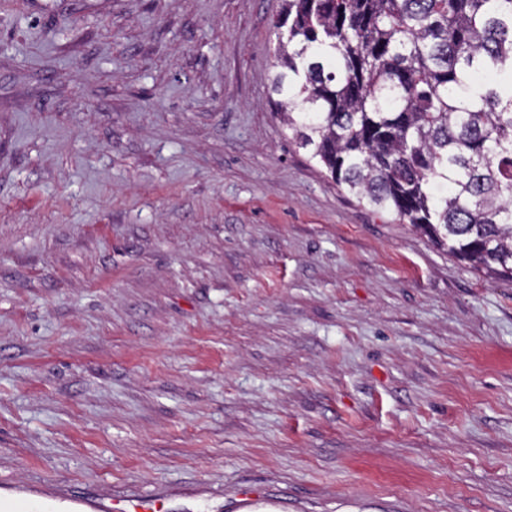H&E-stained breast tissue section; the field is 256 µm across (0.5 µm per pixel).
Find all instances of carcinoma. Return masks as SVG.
Instances as JSON below:
<instances>
[{
  "label": "carcinoma",
  "mask_w": 512,
  "mask_h": 512,
  "mask_svg": "<svg viewBox=\"0 0 512 512\" xmlns=\"http://www.w3.org/2000/svg\"><path fill=\"white\" fill-rule=\"evenodd\" d=\"M271 90L358 201L512 279V0H282Z\"/></svg>",
  "instance_id": "obj_1"
}]
</instances>
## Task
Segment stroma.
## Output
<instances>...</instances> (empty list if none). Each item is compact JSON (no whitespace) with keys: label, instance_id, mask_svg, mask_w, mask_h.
Masks as SVG:
<instances>
[{"label":"stroma","instance_id":"1","mask_svg":"<svg viewBox=\"0 0 512 512\" xmlns=\"http://www.w3.org/2000/svg\"><path fill=\"white\" fill-rule=\"evenodd\" d=\"M282 0H0V483L512 512V281L289 139Z\"/></svg>","mask_w":512,"mask_h":512}]
</instances>
